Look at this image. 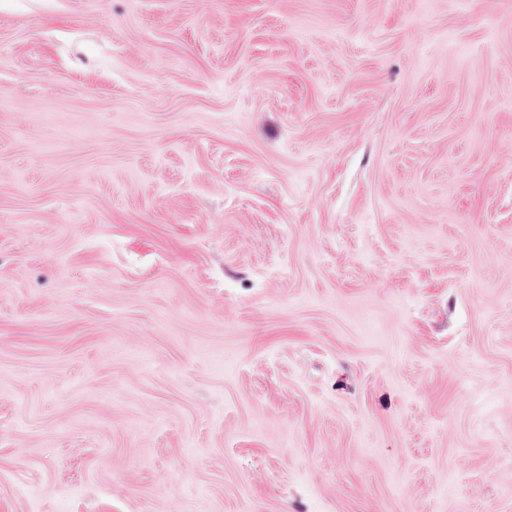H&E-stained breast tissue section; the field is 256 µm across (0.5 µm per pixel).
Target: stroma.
Wrapping results in <instances>:
<instances>
[{
  "instance_id": "stroma-1",
  "label": "stroma",
  "mask_w": 512,
  "mask_h": 512,
  "mask_svg": "<svg viewBox=\"0 0 512 512\" xmlns=\"http://www.w3.org/2000/svg\"><path fill=\"white\" fill-rule=\"evenodd\" d=\"M0 512H512V0H0Z\"/></svg>"
}]
</instances>
